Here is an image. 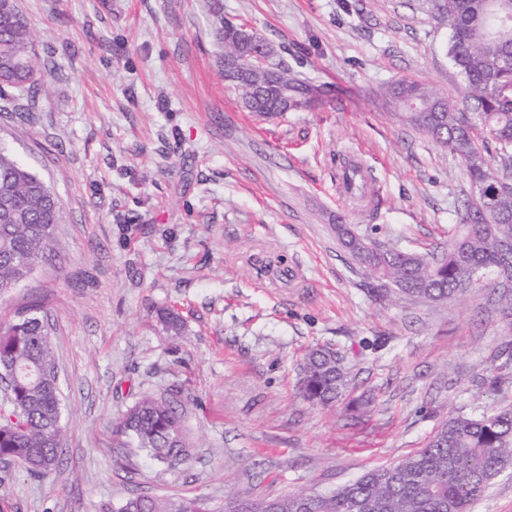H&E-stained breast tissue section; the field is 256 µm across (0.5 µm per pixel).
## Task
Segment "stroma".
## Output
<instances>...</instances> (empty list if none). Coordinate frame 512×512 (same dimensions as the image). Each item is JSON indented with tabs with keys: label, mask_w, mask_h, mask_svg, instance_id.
I'll use <instances>...</instances> for the list:
<instances>
[{
	"label": "stroma",
	"mask_w": 512,
	"mask_h": 512,
	"mask_svg": "<svg viewBox=\"0 0 512 512\" xmlns=\"http://www.w3.org/2000/svg\"><path fill=\"white\" fill-rule=\"evenodd\" d=\"M272 43L321 95L264 120L224 80L212 24ZM39 95L0 89V149L59 198L61 262L0 296L49 316L65 432L57 472L0 464V512H117L131 496L328 494L424 448L449 412L512 408V312L495 277L431 302L367 279L338 219L411 252L447 247L468 176L384 96L404 77L470 105L433 0H17ZM371 174L362 212L337 161ZM183 327L166 330L161 315ZM346 356L347 397L305 400L304 353ZM182 395L171 467L114 434L145 395Z\"/></svg>",
	"instance_id": "obj_1"
}]
</instances>
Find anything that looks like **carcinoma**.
Segmentation results:
<instances>
[{
    "label": "carcinoma",
    "mask_w": 512,
    "mask_h": 512,
    "mask_svg": "<svg viewBox=\"0 0 512 512\" xmlns=\"http://www.w3.org/2000/svg\"><path fill=\"white\" fill-rule=\"evenodd\" d=\"M512 14V0H435L448 24V55L464 77L472 111L412 79L391 84L385 94L402 118L454 154L467 172L472 196L465 202L448 248L422 255L376 242L359 231L351 238L370 245L365 251L344 246L370 278L401 293L429 301L453 300L477 277L493 272L512 279V186L498 179L512 174V37L495 36L489 2ZM28 19L15 0H0V83L35 94L44 74L33 48ZM274 81L302 92L306 83L274 62ZM253 98L252 113L270 117L274 101L255 82L236 87ZM495 144L487 157L482 146ZM0 296L25 275V266L58 259L55 229L61 205L33 173L0 150ZM13 374V402L0 405V462L43 476L59 470L56 444L64 440L59 372L47 316L22 315L0 323V373ZM301 390L313 404L329 406L348 386L344 356L330 347L309 349L300 365ZM168 397L143 396L124 414L115 433L132 457L145 453L175 465L189 455V444ZM512 468V409L496 413H458L429 440L426 448L390 466L372 470L326 495L303 493L284 499L225 498L224 512H469L491 482ZM119 512H207L197 498L133 496Z\"/></svg>",
    "instance_id": "1"
}]
</instances>
